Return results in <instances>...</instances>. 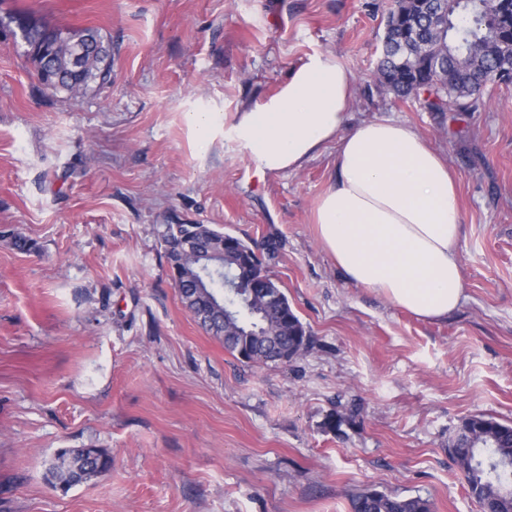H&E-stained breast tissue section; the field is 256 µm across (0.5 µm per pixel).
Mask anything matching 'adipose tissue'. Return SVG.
I'll return each mask as SVG.
<instances>
[{"mask_svg": "<svg viewBox=\"0 0 512 512\" xmlns=\"http://www.w3.org/2000/svg\"><path fill=\"white\" fill-rule=\"evenodd\" d=\"M353 98L338 55L315 52L278 91L238 111L233 132L261 173L300 168L335 145L336 178L319 197L317 236L347 279L426 319L460 304L461 211L446 159L407 124L346 131Z\"/></svg>", "mask_w": 512, "mask_h": 512, "instance_id": "ef3b65f1", "label": "adipose tissue"}]
</instances>
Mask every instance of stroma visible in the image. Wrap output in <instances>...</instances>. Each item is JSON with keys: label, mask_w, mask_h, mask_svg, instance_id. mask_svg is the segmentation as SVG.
Returning <instances> with one entry per match:
<instances>
[{"label": "stroma", "mask_w": 512, "mask_h": 512, "mask_svg": "<svg viewBox=\"0 0 512 512\" xmlns=\"http://www.w3.org/2000/svg\"><path fill=\"white\" fill-rule=\"evenodd\" d=\"M393 4L0 0V512H351L366 489L479 512L448 442L471 414L512 424V85L461 114L396 100L376 74ZM23 12L97 29L111 84L46 89ZM316 51L353 75L348 128L407 123L455 174L464 294L448 317L349 282L325 252L312 216L335 148L263 175L233 134ZM175 216L279 238L268 268L314 337L301 358L241 362L195 322L164 257ZM77 448L111 467L54 484Z\"/></svg>", "instance_id": "obj_1"}]
</instances>
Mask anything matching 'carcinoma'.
Returning a JSON list of instances; mask_svg holds the SVG:
<instances>
[{
	"label": "carcinoma",
	"instance_id": "carcinoma-1",
	"mask_svg": "<svg viewBox=\"0 0 512 512\" xmlns=\"http://www.w3.org/2000/svg\"><path fill=\"white\" fill-rule=\"evenodd\" d=\"M25 22L28 46L50 47L53 31ZM75 39L53 52L42 83L53 91L84 92L110 80L101 62L91 55L87 39L100 38L90 29L74 31ZM387 43L378 66L379 84L401 100L421 98L431 112H474L484 103L489 86L508 85L511 77L496 74L512 68V15L502 0H395L386 20ZM81 54L84 70L70 71L71 58ZM235 243L227 258L230 267L250 263L229 299L232 310L218 305V292L228 272L210 279L204 288L192 287L196 266L185 244L196 241L222 249L224 239ZM165 258L185 308L224 348L249 364L267 365L298 359L313 343L310 330L293 310L288 297L268 273L264 259L278 257L281 242L269 237L248 243L209 224L164 225ZM470 495L488 512H512V425L485 414L464 418L448 445ZM112 465V458L96 448L64 450L51 467L53 479L78 483ZM351 512H431L428 500L376 489L356 494Z\"/></svg>",
	"mask_w": 512,
	"mask_h": 512
}]
</instances>
